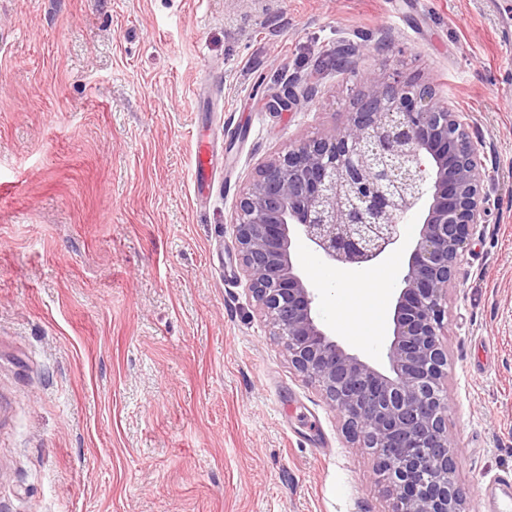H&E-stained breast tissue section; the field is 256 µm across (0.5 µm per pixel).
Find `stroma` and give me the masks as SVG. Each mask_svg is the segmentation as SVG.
Returning <instances> with one entry per match:
<instances>
[{
	"label": "stroma",
	"mask_w": 512,
	"mask_h": 512,
	"mask_svg": "<svg viewBox=\"0 0 512 512\" xmlns=\"http://www.w3.org/2000/svg\"><path fill=\"white\" fill-rule=\"evenodd\" d=\"M506 32L494 0H0V512H391L257 310L228 224L258 165L343 126L383 68L433 83L488 173L442 339L457 482L487 512L512 474ZM286 83L297 103L266 111ZM405 263L380 264V303L331 268L316 282L361 359L381 361ZM334 294L381 308L376 343ZM210 167V158L207 151L197 149L195 155V162L193 167L194 181L198 190V193L204 195L209 188L208 171Z\"/></svg>",
	"instance_id": "35a3bbf8"
}]
</instances>
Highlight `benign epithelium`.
Masks as SVG:
<instances>
[{
	"instance_id": "benign-epithelium-1",
	"label": "benign epithelium",
	"mask_w": 512,
	"mask_h": 512,
	"mask_svg": "<svg viewBox=\"0 0 512 512\" xmlns=\"http://www.w3.org/2000/svg\"><path fill=\"white\" fill-rule=\"evenodd\" d=\"M286 86L266 99L283 112ZM467 123L430 83L362 78L347 123L267 159L231 215L256 306L294 369L317 384L357 448H369L394 512H467L448 437V349L440 340L448 285L489 198ZM423 205L394 308L388 369L348 352L320 321L318 293L295 262L296 240L347 274L393 257L407 214Z\"/></svg>"
}]
</instances>
